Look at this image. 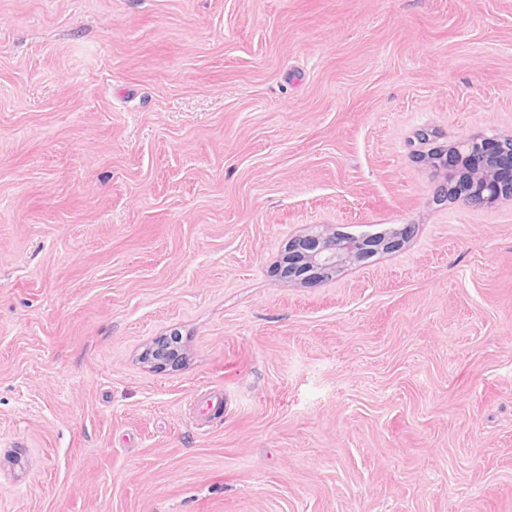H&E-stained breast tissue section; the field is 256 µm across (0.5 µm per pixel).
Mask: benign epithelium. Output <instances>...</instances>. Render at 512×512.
<instances>
[{
	"mask_svg": "<svg viewBox=\"0 0 512 512\" xmlns=\"http://www.w3.org/2000/svg\"><path fill=\"white\" fill-rule=\"evenodd\" d=\"M451 162L446 194L468 207H489L512 199V134H478L462 138L446 148ZM414 225L401 224L389 234L350 237L325 225L289 242L287 271L328 280L345 264L362 261L372 253L398 248L413 234ZM186 358L179 336H159L141 354L142 362L156 370L177 368Z\"/></svg>",
	"mask_w": 512,
	"mask_h": 512,
	"instance_id": "1",
	"label": "benign epithelium"
}]
</instances>
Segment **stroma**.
Segmentation results:
<instances>
[{"label":"stroma","mask_w":512,"mask_h":512,"mask_svg":"<svg viewBox=\"0 0 512 512\" xmlns=\"http://www.w3.org/2000/svg\"><path fill=\"white\" fill-rule=\"evenodd\" d=\"M510 130L512 0H0V512H512V200L412 155ZM414 225L401 224L390 234L350 237L337 234L329 225L300 235L289 242V276L309 274L304 280H328L345 264L362 261L372 253L398 248L413 234ZM180 336H159L149 343L141 354L143 363L156 370L177 368L186 358V347Z\"/></svg>","instance_id":"obj_1"}]
</instances>
